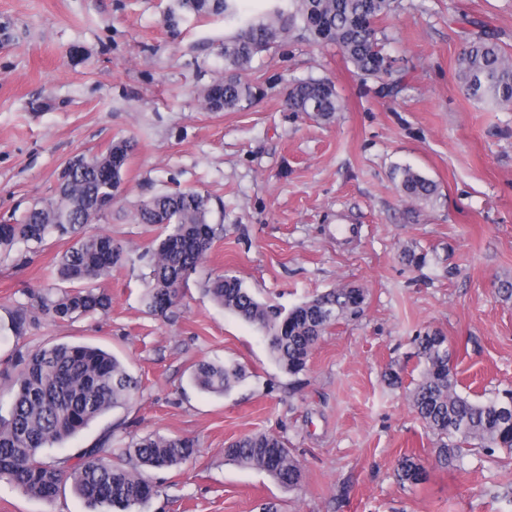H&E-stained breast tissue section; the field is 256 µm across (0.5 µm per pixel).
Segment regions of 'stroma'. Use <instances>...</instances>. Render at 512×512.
Returning a JSON list of instances; mask_svg holds the SVG:
<instances>
[{
	"label": "stroma",
	"instance_id": "stroma-1",
	"mask_svg": "<svg viewBox=\"0 0 512 512\" xmlns=\"http://www.w3.org/2000/svg\"><path fill=\"white\" fill-rule=\"evenodd\" d=\"M174 0H0V220L51 198L78 155L133 138L121 193L100 231L140 254L158 236L137 224V202L191 188L224 200V237L187 279L167 317L142 301L141 264L113 270L108 313L55 323L37 317L21 345L81 342L120 357L143 389L47 457L74 456L112 433V450L152 433L194 441L179 470H159L143 512H512V458L470 454L438 463L412 412L414 338L442 332L461 393L512 390V109L469 99L457 59L478 25L512 56V0H399L379 22L401 79L398 93L358 77L332 44L289 35L242 74L255 97L208 110L224 76V19L172 14ZM331 78L341 108L323 122L283 106L287 82ZM434 179L441 194L405 197L397 168ZM66 242L49 240L26 264L0 250V320L49 272ZM425 256L407 263L405 250ZM239 277L258 299L291 309L344 285L364 289L360 316L321 336L291 376L263 333L214 304L205 282ZM202 359L236 361L247 378L229 393L190 383ZM402 385H390V373ZM280 436L303 472L295 490L266 472L226 463L248 434ZM412 456L415 487L395 471ZM0 512H89L73 491L45 502L0 481ZM397 478L403 485H418L426 480V471L414 460V457L407 456L397 470Z\"/></svg>",
	"mask_w": 512,
	"mask_h": 512
}]
</instances>
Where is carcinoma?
<instances>
[{
    "label": "carcinoma",
    "mask_w": 512,
    "mask_h": 512,
    "mask_svg": "<svg viewBox=\"0 0 512 512\" xmlns=\"http://www.w3.org/2000/svg\"><path fill=\"white\" fill-rule=\"evenodd\" d=\"M240 2L176 0L178 10L222 15L233 27L224 38V78L209 85L205 94L213 111L235 109L251 99L253 87L242 81L241 72L255 56L276 51L294 30L310 42L336 44L364 78L393 75L386 66L389 56L378 38L377 23L394 10L397 0H269L271 6L259 17L247 14ZM458 73L468 97L496 107L512 106V64L492 33H475L458 58ZM284 103L292 112H314L324 121L340 108L336 86L327 78L295 82ZM134 148V141L121 138L82 167L68 162L54 198L0 224V249L7 251L18 244L28 249L40 246L52 238L69 241L54 267L61 286L27 294L28 302L18 304L8 323L0 324V334L24 336L33 310L54 321L73 322L111 307L112 297L99 281L129 256L122 243L89 232L88 225L108 219L93 213L92 204L103 194L121 191ZM396 177L410 199L432 201L440 195L434 180L410 167L398 168ZM211 206L210 196L180 189L138 203L136 222L162 229L156 245L139 256L145 269L143 301L150 314L167 316L188 275L224 235V225L210 222ZM205 291L216 305L261 329L273 360L290 375L304 371L323 333L340 320L359 316L365 301L360 288H333L285 310L258 300L230 274L209 278ZM415 342L421 370L410 404L433 436L441 464L452 466L472 451L512 455V391L471 400L457 391L448 337L427 331ZM244 376V366L237 362L201 360L192 370L195 386L222 395ZM0 378L9 382L12 392L7 414L0 413V480L34 498L51 502L69 484L92 512H141L158 493L151 472L179 468L195 454L192 440L158 434L116 454L108 449V433L83 449L75 463L68 457L46 459L45 449L75 436L108 411L128 406L142 388L121 360L99 348L68 342L33 350L17 347ZM224 459L263 470L284 487L302 480L299 462L274 434L238 438L224 448ZM397 478L403 485H418L426 480V471L408 456Z\"/></svg>",
    "instance_id": "cac0c4a2"
}]
</instances>
